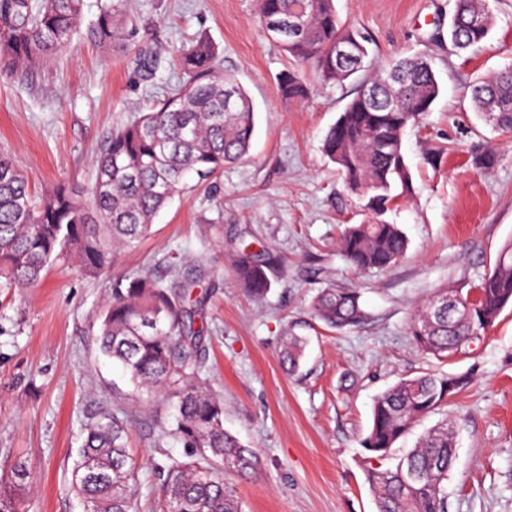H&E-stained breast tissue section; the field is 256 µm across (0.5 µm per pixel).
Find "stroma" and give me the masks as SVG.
<instances>
[{"mask_svg":"<svg viewBox=\"0 0 512 512\" xmlns=\"http://www.w3.org/2000/svg\"><path fill=\"white\" fill-rule=\"evenodd\" d=\"M490 4L496 23L487 42L458 53L448 42L452 0H336L342 20L368 34L375 65L427 55L442 86L403 139L413 191L384 216L407 235V253L378 274L354 270L339 251L344 226L368 215L322 151L356 83L318 82L307 100H283L278 77L289 60L263 32L256 0H125L124 39L100 46L78 34L27 80L0 77V155L36 193L62 184L86 205L94 157L113 126L149 111L178 84L171 60L198 36L216 44L257 121L248 157L208 178L189 174L151 234L114 252L111 270L89 276L70 257L39 287L0 288V469L29 465L27 512H83L70 480L91 415L126 416L137 462L184 456L180 443L155 445L171 401L135 393L96 334L113 276L162 277L169 266L187 271L199 260L206 373L224 400L225 429L262 460L258 474L234 481L245 512H375L361 446L373 399L430 370L471 379L448 407L457 432L448 512H512V308L477 351L447 361L421 354L407 330L432 292L478 283L512 240V133L492 130L470 105L472 82L512 63V0ZM146 44L159 51L149 80L135 62ZM490 144L499 162L486 174L473 157ZM433 148L445 151L436 168L422 160ZM245 248L281 259L260 301L234 275ZM328 283L361 293L362 325L334 330L312 318L310 302ZM292 328L309 339L293 375L279 360Z\"/></svg>","mask_w":512,"mask_h":512,"instance_id":"35a3bbf8","label":"stroma"}]
</instances>
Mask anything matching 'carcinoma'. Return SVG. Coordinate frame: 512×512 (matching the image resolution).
<instances>
[{
  "mask_svg": "<svg viewBox=\"0 0 512 512\" xmlns=\"http://www.w3.org/2000/svg\"><path fill=\"white\" fill-rule=\"evenodd\" d=\"M123 0H115L85 32L87 40L108 44L125 35ZM262 28L282 25L274 42L295 67L281 74V96L304 100L311 88L303 71L314 62L321 79L342 84L359 72L370 76L346 104L323 139L322 150L348 191L365 201L371 220L348 224L340 253L356 269L373 273L398 263L408 248L405 232L382 216L411 193L412 177L403 151L406 129L416 124L419 104L432 107L441 87L424 56H403L372 71L369 37L341 22L335 0H257ZM82 0H0V76L26 80L82 32ZM301 29L288 31V23ZM495 25L490 0H453L449 31L458 51L478 47ZM350 44L352 57L336 58L337 43ZM137 66L155 74L154 52L138 53ZM174 66L183 81L148 112L113 128L95 160L92 208L79 204L62 185L35 198L29 179L0 156V284L33 288L48 268L76 255L89 274L109 268L112 251L148 236L193 171L209 177L248 156L255 134V110L233 74L220 68L219 53L200 37L178 54ZM472 111L495 131L512 132V64L479 79L471 90ZM497 152L474 157L491 170ZM244 291L261 300L271 290L276 260L269 252L243 250L235 263ZM200 279L169 267L164 278L128 275L112 283L96 340L101 353L118 362L135 389L167 396L176 409L160 427L156 447L175 438L190 449L187 458L154 462L161 485L160 512H244L227 475L249 478L261 467L256 449L224 428V400L205 382V336L195 326L202 299ZM477 287L482 298L465 311L467 296L450 286L436 291L411 316L408 334L422 354L440 359L473 351L471 344L512 304V240L499 250L493 268ZM361 295L327 285L313 298L314 315L332 329L353 328L367 317ZM307 337L290 331L280 359L290 373L301 367ZM470 380L462 375L423 372L402 378L373 401L371 426L361 446L366 481L376 512H448V476L457 456L448 419L421 435L414 448L393 459L397 442L414 424L448 406ZM86 436L71 471V487L84 512H136L139 469L127 448L128 425L118 414H102L86 424ZM34 484L25 462L0 476V512H20Z\"/></svg>",
  "mask_w": 512,
  "mask_h": 512,
  "instance_id": "carcinoma-1",
  "label": "carcinoma"
}]
</instances>
